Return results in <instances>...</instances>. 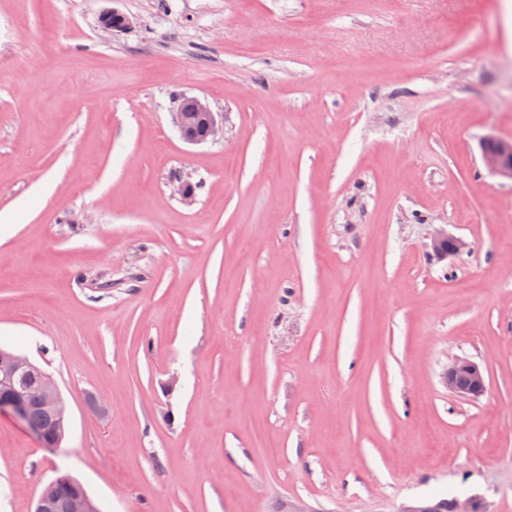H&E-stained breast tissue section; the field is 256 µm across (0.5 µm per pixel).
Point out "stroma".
<instances>
[{"label": "stroma", "instance_id": "obj_1", "mask_svg": "<svg viewBox=\"0 0 512 512\" xmlns=\"http://www.w3.org/2000/svg\"><path fill=\"white\" fill-rule=\"evenodd\" d=\"M184 94L223 136L182 139ZM489 136L512 0H0V347L69 407L55 449L0 415V512L63 473L101 512H512ZM448 390L463 398H477L486 390L484 373L479 364L456 359L444 374Z\"/></svg>", "mask_w": 512, "mask_h": 512}]
</instances>
